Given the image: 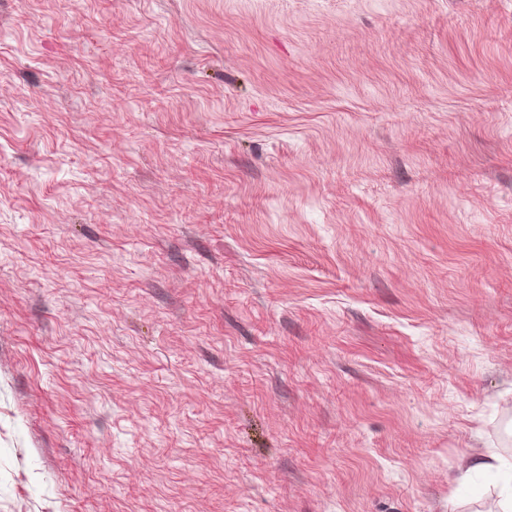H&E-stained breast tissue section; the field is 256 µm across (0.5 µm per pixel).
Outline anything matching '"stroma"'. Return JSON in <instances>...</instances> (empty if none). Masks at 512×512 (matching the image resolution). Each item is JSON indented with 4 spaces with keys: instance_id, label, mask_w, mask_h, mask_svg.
Wrapping results in <instances>:
<instances>
[{
    "instance_id": "stroma-1",
    "label": "stroma",
    "mask_w": 512,
    "mask_h": 512,
    "mask_svg": "<svg viewBox=\"0 0 512 512\" xmlns=\"http://www.w3.org/2000/svg\"><path fill=\"white\" fill-rule=\"evenodd\" d=\"M512 460V0H0V512H480ZM469 471H478L486 474H500L507 472L509 480L505 483L499 500V512L512 511V463L506 461L493 451L482 453L476 458L468 459L466 463Z\"/></svg>"
}]
</instances>
